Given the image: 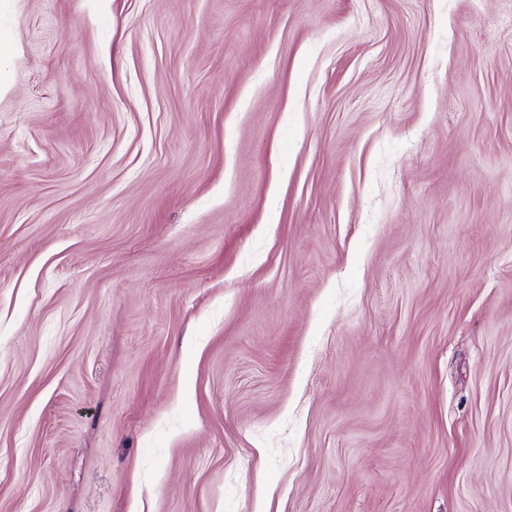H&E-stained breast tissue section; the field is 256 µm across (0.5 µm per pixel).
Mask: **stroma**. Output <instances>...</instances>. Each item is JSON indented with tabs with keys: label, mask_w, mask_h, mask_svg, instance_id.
Instances as JSON below:
<instances>
[{
	"label": "stroma",
	"mask_w": 512,
	"mask_h": 512,
	"mask_svg": "<svg viewBox=\"0 0 512 512\" xmlns=\"http://www.w3.org/2000/svg\"><path fill=\"white\" fill-rule=\"evenodd\" d=\"M0 40V512H512V0Z\"/></svg>",
	"instance_id": "1"
}]
</instances>
